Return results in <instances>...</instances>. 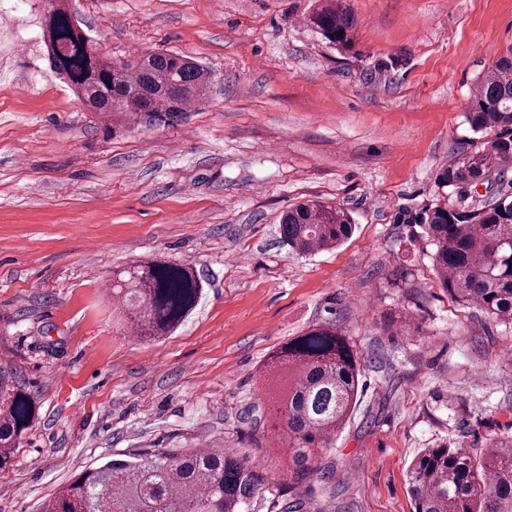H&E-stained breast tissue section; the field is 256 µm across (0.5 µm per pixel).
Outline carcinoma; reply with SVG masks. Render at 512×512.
I'll return each instance as SVG.
<instances>
[{
    "mask_svg": "<svg viewBox=\"0 0 512 512\" xmlns=\"http://www.w3.org/2000/svg\"><path fill=\"white\" fill-rule=\"evenodd\" d=\"M310 25L333 47L354 50V18L343 0H322ZM43 41L54 71L90 112L112 118V131L137 120L169 122L199 101L209 72L183 55L149 51L126 62L103 56L52 3ZM482 138L436 177L445 194L415 214L434 247L441 287L457 302L473 305L500 324H512V194L489 190L459 208L458 190L503 178L512 165V47L477 83L468 116ZM354 224L338 206L302 203L282 217V242L299 254L333 248ZM129 328L141 338L176 330L198 304L202 280L184 264L140 261L112 283ZM288 370V388L277 414L292 483L327 478L317 464L357 405L360 357L343 331L319 323L288 340L272 355ZM37 403L12 369L0 366V469L35 420ZM408 482L414 512H512V439L495 440L479 455L468 449H422ZM265 477L246 456L217 449L171 448L128 453L82 472L43 506V512H244L262 493Z\"/></svg>",
    "mask_w": 512,
    "mask_h": 512,
    "instance_id": "carcinoma-1",
    "label": "carcinoma"
}]
</instances>
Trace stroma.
I'll list each match as a JSON object with an SVG mask.
<instances>
[{
	"label": "stroma",
	"instance_id": "obj_1",
	"mask_svg": "<svg viewBox=\"0 0 512 512\" xmlns=\"http://www.w3.org/2000/svg\"><path fill=\"white\" fill-rule=\"evenodd\" d=\"M100 52L173 51L211 74L172 123L106 134L49 66L48 0H0V362L38 416L0 470V512H42L114 454L208 445L266 487L246 512H413L425 448L512 435V327L443 290L410 214L471 149L477 82L512 45V0H349L356 46L317 0H64ZM344 208L352 236L302 256L288 208ZM148 258L203 282L173 333L135 339L112 274ZM361 356L351 419L294 485L265 393L270 356L310 326ZM343 0H323L309 17L310 25L330 45L344 52L354 50V18Z\"/></svg>",
	"mask_w": 512,
	"mask_h": 512
}]
</instances>
